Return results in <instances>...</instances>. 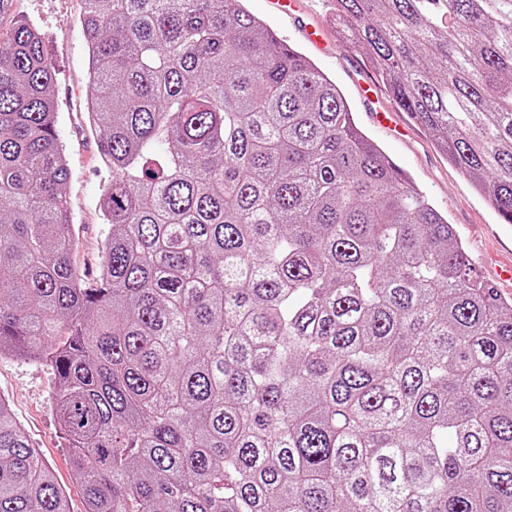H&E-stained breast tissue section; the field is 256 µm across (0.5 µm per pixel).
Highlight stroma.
I'll return each mask as SVG.
<instances>
[{"label":"stroma","instance_id":"stroma-1","mask_svg":"<svg viewBox=\"0 0 512 512\" xmlns=\"http://www.w3.org/2000/svg\"><path fill=\"white\" fill-rule=\"evenodd\" d=\"M300 10L281 15L272 0H245L248 10L280 32L291 47L313 61L339 87L358 126L384 155L403 170L448 218L472 260L475 276L493 284L498 295L512 299V282H498L496 268L512 263V230L501 226L491 205L442 154L424 130L405 112H396V128L372 118L376 104L363 92L373 70L361 51L336 36L317 47L304 41L308 24L329 19L326 0H299ZM83 0H14L9 14L0 17V30L25 20L44 37L45 49L56 68V127L70 169L66 185L76 246L71 262L85 279H94L101 246L110 226L99 209L100 198L112 180L101 160L98 138L88 123L86 86L88 59L78 24ZM53 374L45 366L15 359L0 360V392L11 401L35 448L69 495L71 512H83L84 486L73 469L56 429L52 411Z\"/></svg>","mask_w":512,"mask_h":512}]
</instances>
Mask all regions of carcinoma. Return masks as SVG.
<instances>
[{"instance_id":"obj_1","label":"carcinoma","mask_w":512,"mask_h":512,"mask_svg":"<svg viewBox=\"0 0 512 512\" xmlns=\"http://www.w3.org/2000/svg\"><path fill=\"white\" fill-rule=\"evenodd\" d=\"M512 224V0H331ZM112 171L72 267L56 70L0 35V356L45 365L86 512H512V302L244 0H84ZM0 512H70L0 397Z\"/></svg>"}]
</instances>
